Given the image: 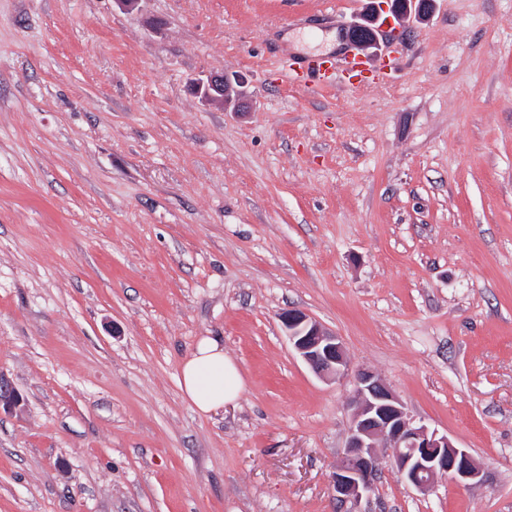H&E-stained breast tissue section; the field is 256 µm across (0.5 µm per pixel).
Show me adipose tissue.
<instances>
[{"mask_svg":"<svg viewBox=\"0 0 512 512\" xmlns=\"http://www.w3.org/2000/svg\"><path fill=\"white\" fill-rule=\"evenodd\" d=\"M180 387L184 397L203 414L215 413L237 401L245 387L239 366L224 353L219 340H199L181 366Z\"/></svg>","mask_w":512,"mask_h":512,"instance_id":"ef3b65f1","label":"adipose tissue"}]
</instances>
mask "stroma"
Instances as JSON below:
<instances>
[{
  "label": "stroma",
  "mask_w": 512,
  "mask_h": 512,
  "mask_svg": "<svg viewBox=\"0 0 512 512\" xmlns=\"http://www.w3.org/2000/svg\"><path fill=\"white\" fill-rule=\"evenodd\" d=\"M0 0V512H336L352 383L305 311L484 470L363 512H512V0ZM331 60L333 87L287 61ZM215 72L248 111L202 102ZM217 337L237 404L180 367ZM380 20V12L370 6L358 21L350 25L352 41L366 58L372 56L379 47V35L383 25ZM184 397L203 414L217 413L237 401L245 387L239 366L224 354L219 340L204 337L181 366Z\"/></svg>",
  "instance_id": "35a3bbf8"
}]
</instances>
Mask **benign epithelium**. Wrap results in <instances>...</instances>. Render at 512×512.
Masks as SVG:
<instances>
[{"instance_id":"7a95c632","label":"benign epithelium","mask_w":512,"mask_h":512,"mask_svg":"<svg viewBox=\"0 0 512 512\" xmlns=\"http://www.w3.org/2000/svg\"><path fill=\"white\" fill-rule=\"evenodd\" d=\"M418 0H391L393 15L406 19L423 16ZM383 22L369 9L350 25L353 43L368 58L379 47ZM195 94L210 104L239 108L247 103L241 81L224 73L211 74L194 85ZM280 322L298 356L322 378L349 376L353 383L348 437L332 474V491L340 512H359L362 500L373 493L378 478L377 448H385L392 466L406 483L428 490L440 475L456 484H476L482 466L445 435L418 424L403 403L377 374L368 368L350 370L342 342L336 334L299 309L280 314ZM20 405L15 389L0 377V410Z\"/></svg>"}]
</instances>
